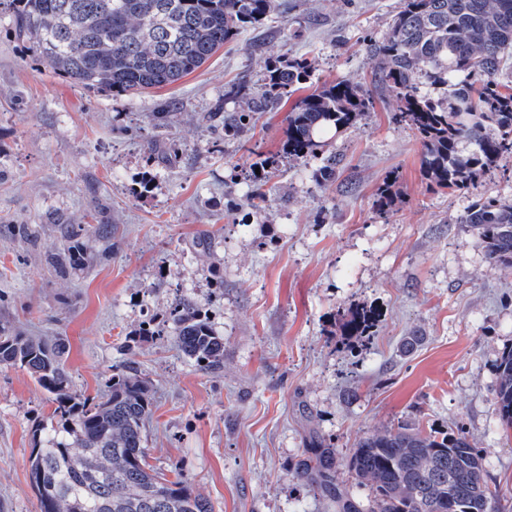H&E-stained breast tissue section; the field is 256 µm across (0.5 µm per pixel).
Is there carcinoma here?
I'll use <instances>...</instances> for the list:
<instances>
[{"mask_svg":"<svg viewBox=\"0 0 512 512\" xmlns=\"http://www.w3.org/2000/svg\"><path fill=\"white\" fill-rule=\"evenodd\" d=\"M15 15L16 37L58 75L85 88L139 95L162 88L204 65L224 44L262 24L277 0H0ZM376 82L399 101L398 123L415 132L421 172L430 187L461 192L512 158V0H404L388 31L367 46ZM314 62L271 60L262 83H240L227 95L246 109L218 108L204 119L220 138L250 132L258 112L308 83ZM372 101L350 80L324 84L288 113L283 154L288 160L322 157L319 185L336 181V154H324L325 136L358 126ZM250 200L266 202L265 175L251 172ZM398 173L378 189L374 206L386 217L399 202ZM458 223L485 244L490 267H512V199L473 203ZM111 240L112 225L67 224L62 252L46 259L58 274L84 264L83 238ZM195 252L208 257L213 235L201 232ZM181 351L207 373L224 368V337L190 301L173 309ZM377 316L353 315L348 336H368ZM66 346L60 339L0 329V365L26 369L57 403L52 419L63 433H48L30 457V483L40 512H212L183 476L169 480L147 462L143 430L152 416L151 382L133 367L115 374L99 398L70 391ZM497 402L512 428V349L498 364ZM315 464L298 465L305 479L316 473L341 512H360L336 483L332 449L316 442ZM374 499L373 512H509L490 488L481 450L461 430L441 435L401 425L361 439L347 463Z\"/></svg>","mask_w":512,"mask_h":512,"instance_id":"cac0c4a2","label":"carcinoma"}]
</instances>
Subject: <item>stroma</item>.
I'll return each instance as SVG.
<instances>
[{"label":"stroma","mask_w":512,"mask_h":512,"mask_svg":"<svg viewBox=\"0 0 512 512\" xmlns=\"http://www.w3.org/2000/svg\"><path fill=\"white\" fill-rule=\"evenodd\" d=\"M403 0H278L262 27L225 45L179 81L115 96L58 76L15 36L0 10V324L59 336L72 388L93 398L136 367L153 385L147 461L177 471L213 512H337L295 468L312 441L336 453L344 496L371 512L373 496L346 461L358 441L409 423L461 428L485 477L512 501V430L500 420L497 365L512 349V268H492L457 218L478 198H512V164L468 193L431 190L421 146L393 115L397 99L372 78L368 39L386 32ZM276 56L314 60L317 83L349 79L373 101L363 123L332 139L334 183L319 160L285 163L287 100L244 141L216 139L204 119L234 84L260 81ZM169 107L167 124L154 112ZM162 141L177 161H155ZM272 160L262 210L242 169ZM393 215L373 206L390 171ZM111 244L84 239L89 263L58 275L45 259L63 245L60 222L97 209ZM215 237L222 286L192 243ZM110 256H103L104 247ZM193 301L224 338V368L208 374L178 347L169 317ZM373 309L366 342L345 343L343 312ZM151 335H144V328ZM55 408L17 366L0 367V512H40L30 455Z\"/></svg>","instance_id":"35a3bbf8"}]
</instances>
